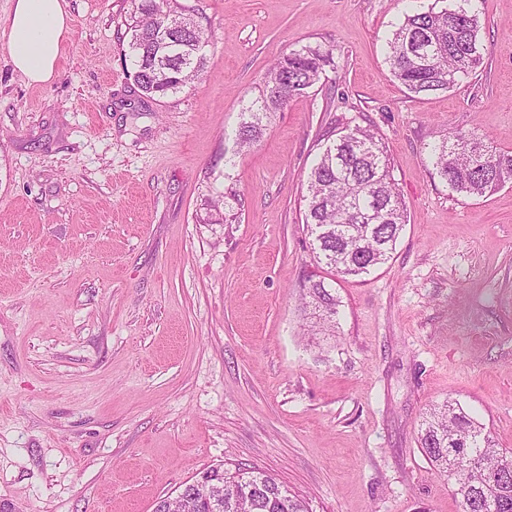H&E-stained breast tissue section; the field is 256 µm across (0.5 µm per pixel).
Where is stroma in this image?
<instances>
[{
  "label": "stroma",
  "mask_w": 512,
  "mask_h": 512,
  "mask_svg": "<svg viewBox=\"0 0 512 512\" xmlns=\"http://www.w3.org/2000/svg\"><path fill=\"white\" fill-rule=\"evenodd\" d=\"M180 2L207 66L152 99L124 56L131 0H66L45 86L14 70L0 0V503L154 512L221 464L313 512H459L417 430L455 399L512 448V184L453 193L425 149L459 130L512 151V0H480L482 66L428 94L386 62L407 0ZM309 44L335 68L240 150L266 69ZM357 126L385 145L407 222L386 264L339 280L302 198ZM314 273L341 300L332 334L304 303Z\"/></svg>",
  "instance_id": "obj_1"
}]
</instances>
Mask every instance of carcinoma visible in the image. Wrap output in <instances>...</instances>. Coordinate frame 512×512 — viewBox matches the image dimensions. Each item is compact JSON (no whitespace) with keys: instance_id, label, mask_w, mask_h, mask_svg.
<instances>
[{"instance_id":"obj_1","label":"carcinoma","mask_w":512,"mask_h":512,"mask_svg":"<svg viewBox=\"0 0 512 512\" xmlns=\"http://www.w3.org/2000/svg\"><path fill=\"white\" fill-rule=\"evenodd\" d=\"M477 0H457L441 10L411 9L387 40L390 74L409 92L451 90L474 74L484 59ZM188 10L179 0H132L127 55L137 86L149 97H166L190 89L207 63L206 30L182 22ZM335 66L334 49L303 45L272 63L260 95L243 109L238 144L251 148L260 139L264 122L290 100L306 93ZM471 150L461 162L450 149ZM438 176L450 191L483 196L512 183V152L496 150L460 131L428 147ZM304 224L313 237L317 262L339 278L358 277L389 261L407 221L390 159L381 139L369 128L355 127L329 141L308 176L303 196ZM309 305L322 312L335 328L339 298L324 280L306 278ZM465 440L469 463L460 469L448 449ZM417 441L434 471L452 484L462 512H512V448H498L485 426L457 402L446 401L426 413ZM204 473L224 480L222 499L211 505L193 492L180 512H312L303 497L288 492L262 469L233 473L221 465Z\"/></svg>"}]
</instances>
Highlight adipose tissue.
Segmentation results:
<instances>
[{
	"label": "adipose tissue",
	"instance_id": "obj_1",
	"mask_svg": "<svg viewBox=\"0 0 512 512\" xmlns=\"http://www.w3.org/2000/svg\"><path fill=\"white\" fill-rule=\"evenodd\" d=\"M69 28L64 0H14L4 32L14 69L30 84L51 83Z\"/></svg>",
	"mask_w": 512,
	"mask_h": 512
}]
</instances>
